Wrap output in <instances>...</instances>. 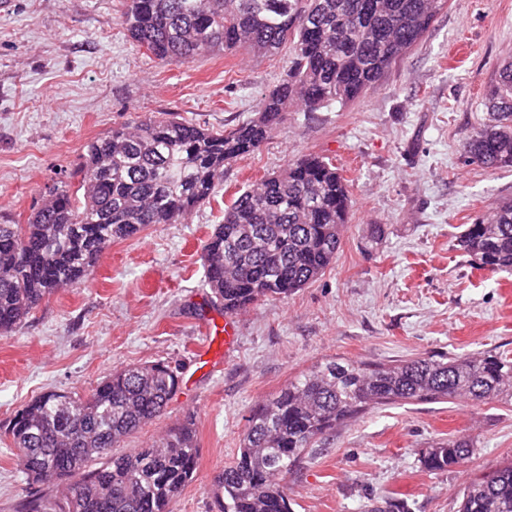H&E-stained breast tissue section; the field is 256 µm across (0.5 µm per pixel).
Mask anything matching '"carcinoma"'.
<instances>
[{
  "mask_svg": "<svg viewBox=\"0 0 512 512\" xmlns=\"http://www.w3.org/2000/svg\"><path fill=\"white\" fill-rule=\"evenodd\" d=\"M448 0H122L129 36L159 59L188 63L216 51L271 56L289 44L288 72L254 115L214 131L164 113L139 118L85 145L25 224H0V334L43 298L89 279L106 246L152 224H176L217 193L224 165L255 152L295 101L316 112L378 85L418 43ZM489 123L463 147L486 170L512 168V64L488 97ZM352 208L348 181L305 154L248 184L224 209L203 249V286L236 313L284 298L336 261ZM458 245L491 272L512 273V198L466 225ZM169 362L112 372L86 397L49 391L10 421L21 472L55 488L31 495L22 512H172L197 475L198 448L187 418L159 442L116 454L129 435L161 414L179 387ZM464 400L512 403V358L491 351L415 357L366 368L336 360L299 375L247 419L239 448L209 493L215 512H292L284 479L337 424L375 405ZM467 436L421 452L430 471L474 454ZM459 512H512V461L473 478Z\"/></svg>",
  "mask_w": 512,
  "mask_h": 512,
  "instance_id": "cac0c4a2",
  "label": "carcinoma"
}]
</instances>
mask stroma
Segmentation results:
<instances>
[{
    "instance_id": "stroma-1",
    "label": "stroma",
    "mask_w": 512,
    "mask_h": 512,
    "mask_svg": "<svg viewBox=\"0 0 512 512\" xmlns=\"http://www.w3.org/2000/svg\"><path fill=\"white\" fill-rule=\"evenodd\" d=\"M120 0H10L0 9V223H25L85 145L136 117L171 112L212 129L253 116L282 79L291 47L252 58L216 52L168 64L138 46ZM512 59V0H449L422 41L364 98L317 112L294 104L254 154L226 164L214 198L181 224L108 245L92 279L58 290L0 334V512L36 490L6 432L46 391L89 396L114 370L179 364L166 410L120 446L132 453L186 416L198 469L173 512H210L208 489L251 412L329 360L366 366L487 350L512 357V275L493 274L457 238L512 198V170L467 163L462 146L488 121L486 96ZM326 157L353 200L335 263L284 299L224 316L203 286V247L224 206L292 159ZM476 449L429 472L422 449L454 436ZM512 460V406L462 401L372 407L308 448L286 478L293 512H458L475 476Z\"/></svg>"
}]
</instances>
